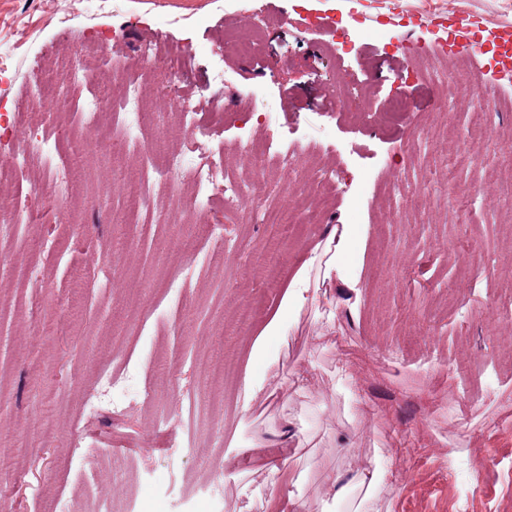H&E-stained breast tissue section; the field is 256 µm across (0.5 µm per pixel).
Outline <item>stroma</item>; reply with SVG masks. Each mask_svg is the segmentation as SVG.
Instances as JSON below:
<instances>
[{"label":"stroma","instance_id":"stroma-1","mask_svg":"<svg viewBox=\"0 0 512 512\" xmlns=\"http://www.w3.org/2000/svg\"><path fill=\"white\" fill-rule=\"evenodd\" d=\"M263 19L258 55L225 51ZM465 19L480 23L466 101L409 70L410 47L462 52ZM507 27L512 0H0V197L25 182L8 158L34 133L26 98L44 59L116 40L129 75L151 42L183 59L180 95L223 102L212 175L240 189L150 221L124 197L125 180L161 169L165 198L192 193L166 167L184 139L159 119L167 97L146 108L138 153H114L107 122L43 118L72 129L60 163L26 223L0 227V456L15 463L0 512L83 497L114 512H269L288 493L302 512H355L365 489L334 501L337 476L379 466L380 512H512V283L496 274L512 260ZM492 92L505 107L471 117ZM399 95L457 133L357 119ZM260 199L293 212L291 230ZM339 224L361 228L357 289L311 280L313 302L268 345L265 393L243 406L254 341ZM125 364L144 405L87 415L96 374Z\"/></svg>","mask_w":512,"mask_h":512}]
</instances>
